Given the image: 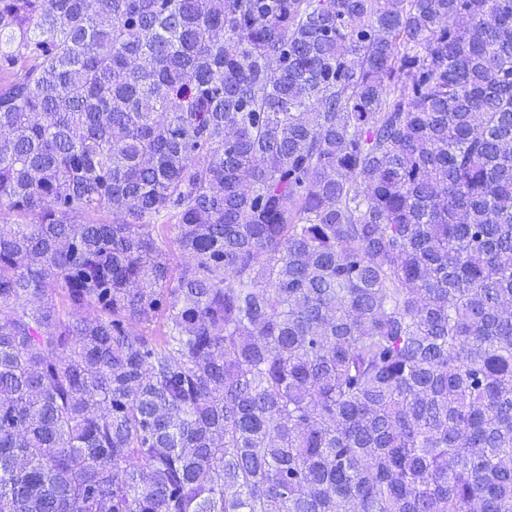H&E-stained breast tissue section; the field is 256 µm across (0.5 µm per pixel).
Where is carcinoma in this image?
Returning a JSON list of instances; mask_svg holds the SVG:
<instances>
[{"instance_id": "cac0c4a2", "label": "carcinoma", "mask_w": 512, "mask_h": 512, "mask_svg": "<svg viewBox=\"0 0 512 512\" xmlns=\"http://www.w3.org/2000/svg\"><path fill=\"white\" fill-rule=\"evenodd\" d=\"M477 503L512 0H0V512Z\"/></svg>"}]
</instances>
